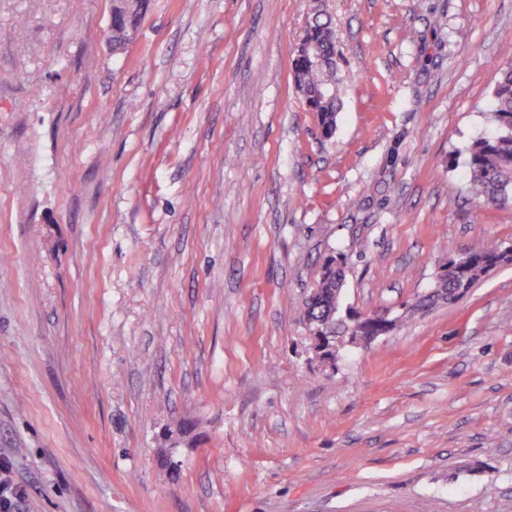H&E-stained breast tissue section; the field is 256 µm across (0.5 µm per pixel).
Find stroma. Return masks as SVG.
I'll return each instance as SVG.
<instances>
[{"mask_svg": "<svg viewBox=\"0 0 512 512\" xmlns=\"http://www.w3.org/2000/svg\"><path fill=\"white\" fill-rule=\"evenodd\" d=\"M0 0V458L25 512H512V265L376 341L451 257L512 243L466 148L512 0ZM331 20V137L291 60ZM178 463L170 470L165 454ZM142 0L118 3L112 11V45L115 48L126 45L133 37L140 14ZM326 274L318 281L321 291L313 299L312 302H306L303 311V320L309 323L310 328H318L326 335L330 341H327L323 347L324 362L335 364L336 355L340 350V346H336V334L343 331V327L337 323L336 318V301L340 300L337 297L340 291L337 287V282L333 279L326 280Z\"/></svg>", "mask_w": 512, "mask_h": 512, "instance_id": "1", "label": "stroma"}]
</instances>
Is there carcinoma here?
<instances>
[{
    "label": "carcinoma",
    "instance_id": "cac0c4a2",
    "mask_svg": "<svg viewBox=\"0 0 512 512\" xmlns=\"http://www.w3.org/2000/svg\"><path fill=\"white\" fill-rule=\"evenodd\" d=\"M142 0H124L112 11V45H126L133 37L140 14ZM302 45L317 53L321 62L314 65L305 52L298 49L292 58L296 88L305 99L310 111L316 114L318 126L324 136L332 135L336 128L339 108L336 78V44L329 23L321 17L314 18L307 28ZM488 112L493 117L495 129L476 138L468 148L466 187L476 206L491 205L500 209L512 208V66L503 70L493 91ZM512 264V244L492 243L469 253L464 258H451L441 265L448 274V300L466 295L490 271ZM321 291L311 302L305 303L303 320L309 327L318 328L328 337L323 347L324 362L333 364L340 347L336 334L343 331L337 323V284L334 280L320 278ZM442 305L438 297L416 296L401 304L389 325L379 329L393 331L413 321L420 312Z\"/></svg>",
    "mask_w": 512,
    "mask_h": 512
}]
</instances>
